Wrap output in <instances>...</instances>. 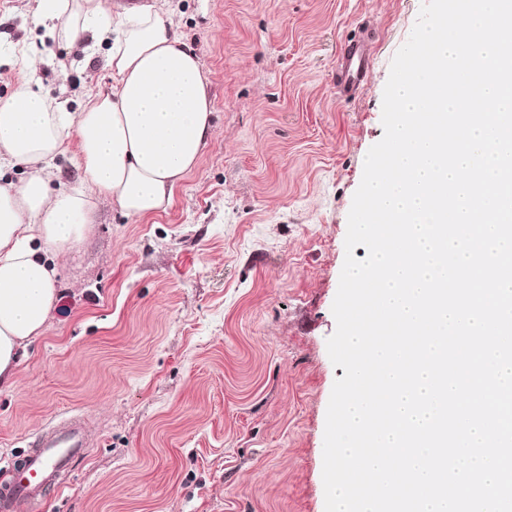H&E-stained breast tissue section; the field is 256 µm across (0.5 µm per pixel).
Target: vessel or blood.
<instances>
[{
	"label": "vessel or blood",
	"mask_w": 512,
	"mask_h": 512,
	"mask_svg": "<svg viewBox=\"0 0 512 512\" xmlns=\"http://www.w3.org/2000/svg\"><path fill=\"white\" fill-rule=\"evenodd\" d=\"M369 52L363 41L353 39L338 52L336 87L342 97L360 93L367 79ZM88 446V435L80 418L62 421L39 434L30 443L26 454L10 466L11 478L0 490V501L22 499L40 501L59 470L69 468L72 461L82 455Z\"/></svg>",
	"instance_id": "1"
}]
</instances>
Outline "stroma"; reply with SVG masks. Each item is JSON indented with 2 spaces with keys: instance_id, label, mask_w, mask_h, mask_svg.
Segmentation results:
<instances>
[{
  "instance_id": "obj_1",
  "label": "stroma",
  "mask_w": 512,
  "mask_h": 512,
  "mask_svg": "<svg viewBox=\"0 0 512 512\" xmlns=\"http://www.w3.org/2000/svg\"><path fill=\"white\" fill-rule=\"evenodd\" d=\"M155 2L202 59L212 136L166 211L103 204L60 259L49 326L0 390V467L77 414L90 446L40 512H325L348 213L423 0ZM38 14L0 0V56ZM363 35L367 82L339 98L338 47ZM53 52L68 80L40 75L70 110L111 91L100 57Z\"/></svg>"
}]
</instances>
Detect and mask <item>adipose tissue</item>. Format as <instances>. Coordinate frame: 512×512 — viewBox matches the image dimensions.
Instances as JSON below:
<instances>
[{"instance_id": "obj_1", "label": "adipose tissue", "mask_w": 512, "mask_h": 512, "mask_svg": "<svg viewBox=\"0 0 512 512\" xmlns=\"http://www.w3.org/2000/svg\"><path fill=\"white\" fill-rule=\"evenodd\" d=\"M45 41L22 39L0 66L15 74L0 98V387L43 335L57 300V263L84 238L103 202L122 215L166 210L212 132L203 63L168 9L111 0H40ZM102 54L112 81L77 111L44 91L47 40ZM77 153H69L70 144ZM70 155L77 183L56 165ZM22 164L13 182L6 169Z\"/></svg>"}]
</instances>
